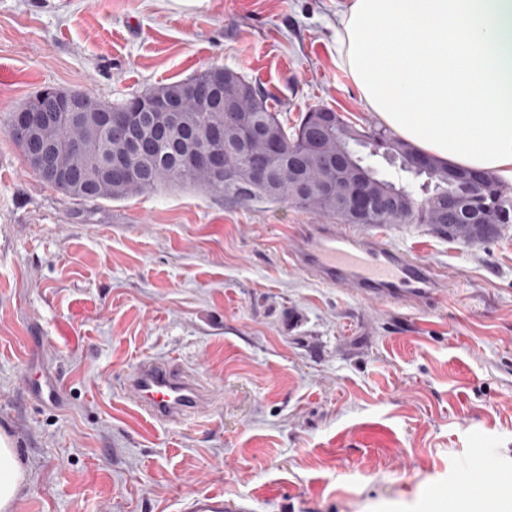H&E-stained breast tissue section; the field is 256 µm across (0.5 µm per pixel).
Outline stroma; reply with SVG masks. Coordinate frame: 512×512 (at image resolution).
<instances>
[{"instance_id": "35a3bbf8", "label": "stroma", "mask_w": 512, "mask_h": 512, "mask_svg": "<svg viewBox=\"0 0 512 512\" xmlns=\"http://www.w3.org/2000/svg\"><path fill=\"white\" fill-rule=\"evenodd\" d=\"M343 0H0V432L12 512H453L435 490L491 472L512 493V224L483 243L375 228L456 281L433 310L364 300L289 259L290 205L182 185L84 204L5 131L42 88L116 102L218 65L281 119L376 117L336 53ZM223 394L182 425L122 395L145 355ZM53 379L57 400L34 398ZM23 482V471L18 463L13 442L0 433V511L11 512Z\"/></svg>"}]
</instances>
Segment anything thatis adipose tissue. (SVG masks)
Returning <instances> with one entry per match:
<instances>
[{"label": "adipose tissue", "mask_w": 512, "mask_h": 512, "mask_svg": "<svg viewBox=\"0 0 512 512\" xmlns=\"http://www.w3.org/2000/svg\"><path fill=\"white\" fill-rule=\"evenodd\" d=\"M336 37L366 107L398 138L512 183V0H351ZM22 482L0 433V512Z\"/></svg>", "instance_id": "obj_1"}]
</instances>
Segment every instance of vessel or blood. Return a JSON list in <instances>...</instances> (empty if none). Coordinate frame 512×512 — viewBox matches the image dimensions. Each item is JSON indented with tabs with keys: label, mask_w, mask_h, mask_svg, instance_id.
<instances>
[{
	"label": "vessel or blood",
	"mask_w": 512,
	"mask_h": 512,
	"mask_svg": "<svg viewBox=\"0 0 512 512\" xmlns=\"http://www.w3.org/2000/svg\"><path fill=\"white\" fill-rule=\"evenodd\" d=\"M289 257L311 278L350 289L367 300L433 307L449 276L380 235H361L335 224H306L293 238ZM123 394L152 422L177 425L212 407L213 388L173 356L146 355L125 376Z\"/></svg>",
	"instance_id": "b4317fda"
}]
</instances>
